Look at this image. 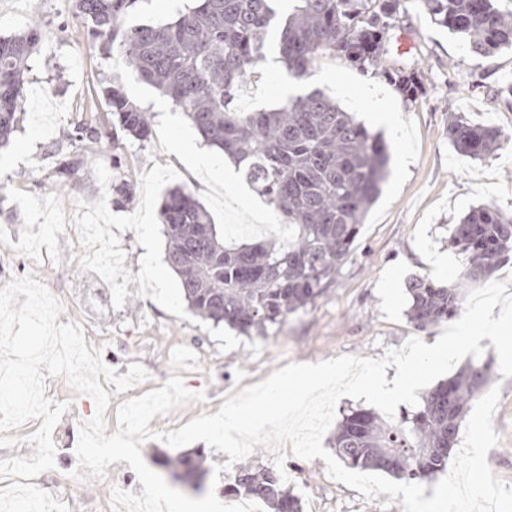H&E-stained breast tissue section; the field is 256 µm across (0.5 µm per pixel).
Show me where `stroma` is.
<instances>
[{"mask_svg": "<svg viewBox=\"0 0 512 512\" xmlns=\"http://www.w3.org/2000/svg\"><path fill=\"white\" fill-rule=\"evenodd\" d=\"M35 20L42 23V43L23 87L26 113L10 146L0 151V241L10 243L5 261L11 276L29 274L53 285L63 306L58 323L84 326L118 374H127L132 363L146 368L148 380L111 393L112 406L162 388L174 375L202 393L201 402L155 416L152 431H175L215 414L227 397L292 363L379 359L412 337L434 344L444 326L421 331L409 320L407 280L417 275L443 285L457 282L462 259L448 237L471 207L488 204L512 215V51L473 56L461 38L431 21L418 0H406L389 51L424 70L426 93L416 103H406L384 78L360 74L335 57L318 59L307 82L382 133L389 147L390 174L350 259L321 298L268 336L213 326L188 311L177 275L162 287L146 270V257L165 262L159 222L164 194L177 185L192 190L229 240L260 237L282 216L245 181L225 184L222 152L207 147L166 97L129 75L121 56L107 58L93 49L68 0H0V37ZM267 58L242 83L237 109L252 112L285 102L281 88L288 74L275 53ZM116 73L124 75L129 96L154 115L147 141L112 139V116L99 88ZM385 107L396 112V126L374 120V112ZM454 113L500 128L506 135L501 148L476 160L460 155L447 133ZM82 123L95 127L100 140L87 144L75 183L51 188L47 180L57 160L78 152L70 135ZM199 151L210 166H198ZM125 178L134 184L133 198L118 208L112 185ZM90 215L99 226V244L112 251L108 286L95 280L92 257L78 235V224ZM481 345L492 365L490 383L500 388L493 417L498 442L487 463L512 484V377L501 375L491 341L482 339ZM83 420L66 415L54 429L56 468L47 474V492L67 494L62 512H112L104 481L87 479L81 493H67ZM285 468L293 474L288 488L301 499L303 512H402L401 501L388 494L369 499L332 480L323 459L291 456Z\"/></svg>", "mask_w": 512, "mask_h": 512, "instance_id": "1", "label": "stroma"}]
</instances>
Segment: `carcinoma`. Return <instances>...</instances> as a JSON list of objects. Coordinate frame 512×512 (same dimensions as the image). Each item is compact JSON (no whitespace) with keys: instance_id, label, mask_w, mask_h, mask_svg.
I'll use <instances>...</instances> for the list:
<instances>
[{"instance_id":"cac0c4a2","label":"carcinoma","mask_w":512,"mask_h":512,"mask_svg":"<svg viewBox=\"0 0 512 512\" xmlns=\"http://www.w3.org/2000/svg\"><path fill=\"white\" fill-rule=\"evenodd\" d=\"M69 2L88 36L100 41L101 53L122 55L131 73L168 97L208 146L232 158L286 221V239L272 234L259 243L228 246L191 190H168L159 210L165 261L179 276L190 311L215 326L265 336L314 303L350 257L382 190L388 145L318 89L257 112L235 109V93L255 74L274 31L291 79L307 80L319 58L334 56L362 74L383 77L415 103L425 94L423 72L389 56L387 48L386 30L396 27L402 0H294L281 17L273 0H196L170 22L136 26L125 25V17L138 0ZM419 2L434 24L460 36L473 55L512 50V12L500 10L497 0ZM41 40L38 23L0 37V148L18 129L28 61ZM101 95L112 126L128 138H148L152 116L128 96L121 76H112ZM448 139L458 153L480 159L500 147L503 132L456 115L448 122ZM449 244L464 258L456 284L422 276L407 281L409 318L420 330L456 317L464 290L508 260L512 217L489 205L473 207L454 225ZM489 379L488 365L470 364L398 421L372 409L350 410L336 428V456L352 469L382 471L406 484L431 478L448 464L469 404ZM164 467L193 490L202 487L207 472L201 451L169 458ZM228 492L261 501L270 512H303L274 468L238 465Z\"/></svg>"}]
</instances>
